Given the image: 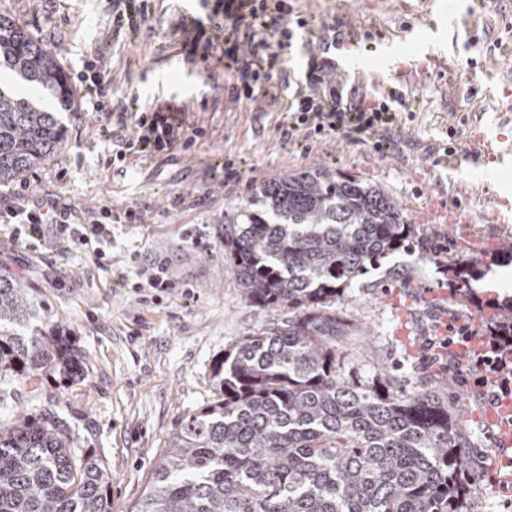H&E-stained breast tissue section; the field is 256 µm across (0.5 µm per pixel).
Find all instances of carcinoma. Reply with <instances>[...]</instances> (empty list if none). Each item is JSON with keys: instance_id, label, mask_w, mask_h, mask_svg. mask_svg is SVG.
Masks as SVG:
<instances>
[{"instance_id": "carcinoma-1", "label": "carcinoma", "mask_w": 512, "mask_h": 512, "mask_svg": "<svg viewBox=\"0 0 512 512\" xmlns=\"http://www.w3.org/2000/svg\"><path fill=\"white\" fill-rule=\"evenodd\" d=\"M58 101L49 112L0 86V184L61 148L73 94L57 58L0 12V69ZM381 187L333 170L289 173L224 213V254L252 304L292 317L212 365L216 399L182 421L137 512H465L468 444L435 388L396 399L336 362L345 325L331 306L353 280L416 237ZM484 266L455 264L465 288ZM81 352L23 281L0 276V512H109L112 475L76 448L41 383L82 373Z\"/></svg>"}]
</instances>
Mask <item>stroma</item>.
Masks as SVG:
<instances>
[{"label": "stroma", "instance_id": "1", "mask_svg": "<svg viewBox=\"0 0 512 512\" xmlns=\"http://www.w3.org/2000/svg\"><path fill=\"white\" fill-rule=\"evenodd\" d=\"M145 16L116 22L114 0H0V11L52 48L74 93L66 137L45 165L23 176L30 199L54 198L84 213L103 204L140 208V224L112 231V267L99 269L91 247L73 244L51 266L33 263L19 243L0 250V273L31 284L52 320L62 322L83 355L84 376L57 395L79 448L95 452L112 474L110 512H136L155 462L180 422L216 397L215 359L243 338L287 321L285 309L245 300L224 255V211L254 184L315 169L349 173L381 186L409 215L421 243L382 258L335 303L347 333L336 341L346 378L385 384L407 396L445 385L448 407L471 447L467 512H512V468L490 406L467 383L465 367L440 342L460 320L485 331L494 303L512 298V263L491 264L485 279L454 288V265L477 244L483 254L512 242V136L481 155L478 136L496 139L512 109V0H288L291 47L272 59L268 97L234 99L223 65L191 60L190 35L210 31L224 0H144ZM332 38L336 86L349 105L387 104L396 120L379 145L340 137H284L282 105L306 70L310 41ZM102 58L109 70L110 112L95 111L77 75ZM140 112L183 114L202 126L191 151L181 147L115 162ZM457 152L479 163L443 164L449 128ZM239 178L225 181L224 164ZM452 205L461 221L435 213ZM201 229L192 244L186 232ZM138 263H131V254ZM168 260L171 289L155 302L114 283L136 280L139 264Z\"/></svg>", "mask_w": 512, "mask_h": 512}]
</instances>
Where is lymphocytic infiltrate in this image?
<instances>
[{
  "label": "lymphocytic infiltrate",
  "mask_w": 512,
  "mask_h": 512,
  "mask_svg": "<svg viewBox=\"0 0 512 512\" xmlns=\"http://www.w3.org/2000/svg\"><path fill=\"white\" fill-rule=\"evenodd\" d=\"M279 16L267 20L265 5L258 0H227L223 21L212 24L209 46H224V55L235 61V82L232 90L239 99L256 100L272 75L267 70L268 45L258 42L248 52H241L240 32L267 31L280 38L279 49H287L291 31L285 27L289 10L286 0H280ZM306 87L291 100L289 128L304 132L306 137L325 138L342 134L354 137L378 131L389 121L384 109L343 106L342 95L336 87L334 63L311 55L305 75ZM206 130L190 126L159 113H140L126 146L137 153H161L179 146L190 150ZM142 215L136 207H125L121 213H113L111 207L102 205L78 217L65 212L51 201L30 203L22 201L16 206L0 210V223L10 226V242H24L31 246L36 261H45L47 254L59 251L70 244L89 245L93 248L94 262L106 268L112 264L113 224H138ZM472 340L468 327H450L442 345L452 360L466 359L468 381L480 388L490 404L499 405L512 399V330L488 326L481 338L480 351L470 350Z\"/></svg>",
  "instance_id": "lymphocytic-infiltrate-1"
}]
</instances>
